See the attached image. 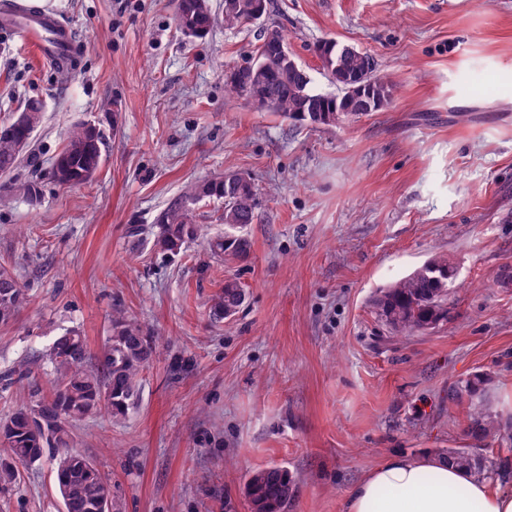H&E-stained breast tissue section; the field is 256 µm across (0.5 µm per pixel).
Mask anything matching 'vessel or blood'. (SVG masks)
<instances>
[{"mask_svg": "<svg viewBox=\"0 0 512 512\" xmlns=\"http://www.w3.org/2000/svg\"><path fill=\"white\" fill-rule=\"evenodd\" d=\"M14 9L0 15V27L9 29L24 41L35 44L48 62L75 60V33L55 13L14 0Z\"/></svg>", "mask_w": 512, "mask_h": 512, "instance_id": "b4317fda", "label": "vessel or blood"}]
</instances>
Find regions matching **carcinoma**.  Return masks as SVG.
Here are the masks:
<instances>
[{
    "label": "carcinoma",
    "instance_id": "1",
    "mask_svg": "<svg viewBox=\"0 0 512 512\" xmlns=\"http://www.w3.org/2000/svg\"><path fill=\"white\" fill-rule=\"evenodd\" d=\"M266 12L269 0H223L224 27L239 29L253 24L252 7ZM176 21L185 26L188 36L204 38L216 17L210 0H176ZM262 29L251 62L248 83L235 70L227 89L243 95L256 108L276 112L282 117L311 126L349 124L384 107L390 99L388 82L374 74L371 57L355 48L347 51L333 39L318 42L314 51L320 58L337 92L315 90L312 78L292 54L282 56L277 46L267 41ZM360 74L366 82L365 109L352 111L346 88L349 78ZM34 129L14 126L11 133L0 132V173L13 172L22 154L21 143L30 142ZM100 143L90 141L88 125L78 123L68 132L66 143L54 163H63L77 184L91 182L101 164ZM209 198L221 203L216 221L225 228L224 238L212 244L218 258L231 255L244 258L251 242L234 230L255 221L258 207L253 179L238 171H227L197 184H191L157 216L158 244L174 253L197 235L199 214L187 204L190 199ZM456 268L444 258L424 262L409 274L379 290L373 306L378 318L393 332L413 335L432 329L448 320V290L456 278ZM241 286L229 280L211 306L216 320L234 317L244 304ZM24 302V293L15 276L0 268V322L14 318ZM155 353V344L135 321L124 312L112 316L111 335L97 361L89 358L84 336L71 331L59 337L49 348L53 367L50 394L31 396L28 404L0 421V447L11 463L0 464V483L15 481L13 465L32 466L47 456L54 462L53 474L62 512H116L117 486L104 473V466L72 448L70 428L89 414L105 410L123 416L139 398L141 374ZM489 378L476 373L452 390L451 401L468 403V434L481 442L511 443L512 431L499 420V413L485 394ZM445 461L472 475L501 479L512 476V469L501 458L483 453L481 448H450L439 453ZM245 495L252 512H287L294 500L296 486L288 470L271 465L251 473L245 483Z\"/></svg>",
    "mask_w": 512,
    "mask_h": 512
}]
</instances>
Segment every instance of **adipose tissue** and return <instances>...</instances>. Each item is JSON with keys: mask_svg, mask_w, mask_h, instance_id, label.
<instances>
[{"mask_svg": "<svg viewBox=\"0 0 512 512\" xmlns=\"http://www.w3.org/2000/svg\"><path fill=\"white\" fill-rule=\"evenodd\" d=\"M344 512H512V489L438 460L396 457L353 486Z\"/></svg>", "mask_w": 512, "mask_h": 512, "instance_id": "ef3b65f1", "label": "adipose tissue"}]
</instances>
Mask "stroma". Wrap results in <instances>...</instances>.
<instances>
[{"label":"stroma","instance_id":"stroma-1","mask_svg":"<svg viewBox=\"0 0 512 512\" xmlns=\"http://www.w3.org/2000/svg\"><path fill=\"white\" fill-rule=\"evenodd\" d=\"M76 33L61 78L0 33V125L31 101L41 117L0 194V267L27 299L0 323V420L48 390L42 360L69 330L98 354L123 311L156 341L137 408L72 430L105 462L119 512H251L246 476L280 465L288 512H343L352 487L393 455L472 448L448 396L487 374L512 418V0H271L262 22H216L185 36L175 0H32ZM280 26L317 90L334 86L314 53L326 38L370 55L388 106L311 128L228 93L263 25ZM103 133L90 183L49 171L69 127ZM236 170L259 192L244 259H216L215 203L198 238L155 244L159 212L187 185ZM139 235H132V227ZM458 271L447 322L411 336L377 317V290L432 258ZM246 291L236 317L210 307L225 281ZM0 512H60L49 464L18 466Z\"/></svg>","mask_w":512,"mask_h":512}]
</instances>
